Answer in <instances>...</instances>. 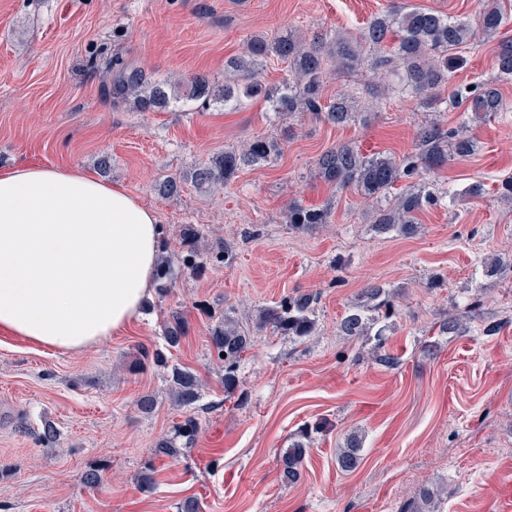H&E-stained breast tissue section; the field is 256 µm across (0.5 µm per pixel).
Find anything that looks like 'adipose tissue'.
I'll return each instance as SVG.
<instances>
[{
    "label": "adipose tissue",
    "mask_w": 512,
    "mask_h": 512,
    "mask_svg": "<svg viewBox=\"0 0 512 512\" xmlns=\"http://www.w3.org/2000/svg\"><path fill=\"white\" fill-rule=\"evenodd\" d=\"M161 228L125 187L78 168L0 171V332L77 352L153 292Z\"/></svg>",
    "instance_id": "obj_1"
}]
</instances>
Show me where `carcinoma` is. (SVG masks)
I'll use <instances>...</instances> for the list:
<instances>
[{
	"label": "carcinoma",
	"instance_id": "carcinoma-1",
	"mask_svg": "<svg viewBox=\"0 0 512 512\" xmlns=\"http://www.w3.org/2000/svg\"><path fill=\"white\" fill-rule=\"evenodd\" d=\"M504 0H491L479 14V28L469 22L424 8L394 6L369 19L357 35L334 36L329 40L306 42L292 30L270 37L251 36L245 51L227 61L224 84L214 86L203 77L190 75L174 83L151 82L142 70L133 65L115 62L109 68L105 85L115 105H127L137 112H164L173 103L186 99L203 107L221 106L226 110L241 108L256 97L264 100L267 110L275 117L308 112L317 119L338 127L358 120L357 91L337 95L326 103L322 99L323 74L326 61L335 63L336 70L353 73L361 68L367 55H372V67L397 77L402 95L414 98L435 112L447 105L439 97V89L448 80V53L470 45L478 36L491 38L504 24ZM275 57L286 64L288 76L274 85L260 79L264 62ZM499 74L512 77V41L499 43L496 60ZM454 95L468 100V110L480 121L504 111V103L496 88L490 85L459 88ZM475 151V141L467 132L450 128L441 120L431 118L418 128L414 151L397 159L390 155L367 156L348 143L332 147L317 159V176L338 191L352 189L376 200L378 212L372 224L380 235L412 238L419 233L417 215L426 207L437 204L448 192L435 188L428 175L448 164L452 156L466 157ZM278 142L254 138L241 149L217 153L198 166L191 180L201 188L223 187L245 168L264 167L279 155ZM331 205L319 207L293 203L287 212L291 229L309 232L330 223ZM200 235L189 224L184 231L181 249L158 262L155 292L164 298L173 288L175 266L203 269L223 262L222 252H201ZM506 262L501 257L481 261L482 276L491 278ZM320 292L310 291L286 295L278 302L258 311L257 328L272 334L301 340L315 334L318 326L317 309ZM399 313L398 294L390 287L369 284L362 289L355 305L342 318L339 330L345 336H372L377 341L376 360L391 367L396 357L381 352L382 341ZM469 315L451 314L443 323L446 332H468ZM186 335V321L175 311L163 325V337L170 348L180 346ZM208 346L224 363V396L231 399L239 388L238 371L252 339L238 322L226 313L212 317L208 329ZM171 391L178 405L188 412L177 423L173 433L158 440L155 454L175 457L179 449L193 444L199 434V423L192 412L200 399L199 377L187 368L171 369ZM320 422L307 423L288 438V446L278 449L280 480L285 485L296 483L312 435L320 433ZM363 460V437L350 434L344 447L336 453V464L343 471L356 469ZM439 506V494L422 489L419 498L403 502L399 512H434Z\"/></svg>",
	"mask_w": 512,
	"mask_h": 512
}]
</instances>
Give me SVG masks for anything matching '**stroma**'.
<instances>
[{
    "label": "stroma",
    "instance_id": "1",
    "mask_svg": "<svg viewBox=\"0 0 512 512\" xmlns=\"http://www.w3.org/2000/svg\"><path fill=\"white\" fill-rule=\"evenodd\" d=\"M392 0H0V170L23 162L79 168L124 185L152 209L169 250L186 225L205 251L225 250L203 271L182 268L170 295L151 299L120 333L79 352H59L0 334V512H177L197 498L200 512H398L423 487L448 495L440 512H512V268L482 277L481 259H512V204L495 192L512 175V78L495 66L498 38L480 40L451 63L441 90L443 118L464 127L474 154L449 158L436 181L447 199L419 215L412 239L375 235L376 204L318 179L319 154L339 143L361 153L403 157L429 116L417 100H374L368 123L338 128L307 114L271 118L262 99L236 111L182 102L165 112H132L103 92L113 59L160 82L192 74L224 81L226 61L251 35L289 29L306 39L357 32ZM489 83L508 109L480 122L453 101L459 85ZM274 137L272 164L230 184L200 189L188 176L214 153ZM183 176L177 196L158 183ZM483 195H467L474 182ZM331 203L330 223L309 233L286 222L292 202ZM398 289L400 314L383 349L397 366L375 362L373 342L340 335L361 288ZM320 294L315 336L299 344L256 334L241 366L242 405L224 398V367L211 355L208 310L243 323L287 295ZM480 307L466 336L440 333L445 314ZM187 321L170 364L194 371L202 398L193 447L174 458L155 445L183 420L167 370L139 367L142 349H160L172 312ZM498 331L485 335L489 323ZM434 340L425 351L426 340ZM157 400L152 414L136 405ZM326 423L301 479L283 485L275 459L304 422ZM58 430L54 444L37 433ZM365 435L364 460L336 467L351 431ZM153 466L154 485L140 473ZM101 469L100 488L85 470Z\"/></svg>",
    "mask_w": 512,
    "mask_h": 512
}]
</instances>
